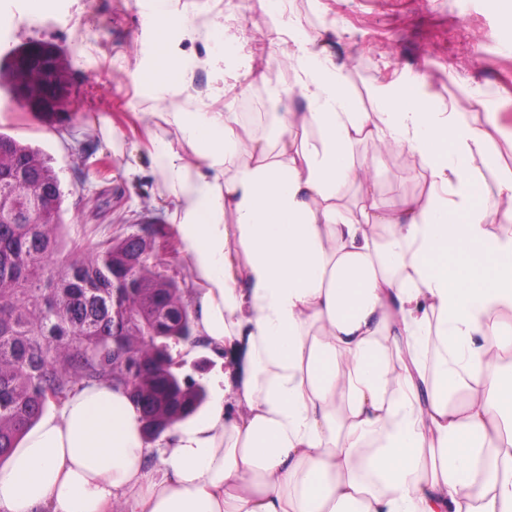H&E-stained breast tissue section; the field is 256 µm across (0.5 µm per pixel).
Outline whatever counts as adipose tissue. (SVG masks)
<instances>
[{
	"instance_id": "obj_1",
	"label": "adipose tissue",
	"mask_w": 512,
	"mask_h": 512,
	"mask_svg": "<svg viewBox=\"0 0 512 512\" xmlns=\"http://www.w3.org/2000/svg\"><path fill=\"white\" fill-rule=\"evenodd\" d=\"M277 45L303 105L275 142L236 112L150 117L191 149L155 163L223 397L152 469L125 392L79 388L0 465V512H512V455H488L512 446V226L490 229L512 175L490 206L489 135L458 105L404 83L362 112L322 40L292 20ZM371 140L427 192L381 208L353 157Z\"/></svg>"
}]
</instances>
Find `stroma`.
Here are the masks:
<instances>
[{"label": "stroma", "mask_w": 512, "mask_h": 512, "mask_svg": "<svg viewBox=\"0 0 512 512\" xmlns=\"http://www.w3.org/2000/svg\"><path fill=\"white\" fill-rule=\"evenodd\" d=\"M183 27L166 39L169 54L196 60L190 88L156 86L142 79L157 61L158 34L152 14L137 0H50L35 10L32 0H0V36L11 46L54 44L67 77V105L59 118L32 126L30 114L10 104L0 90V131L41 146L54 160L69 195L65 238L91 248L128 225L173 232L172 202L154 174L155 160L142 115L167 111L168 100L188 99V111L207 101L210 111L230 110L221 90L237 77L251 93L261 88L249 74L256 65L272 71L281 55L279 21L264 0H178ZM288 9L309 35L325 41L343 62L357 105L372 110L376 89L392 81L421 85L437 101L459 102L472 125L487 129L489 164L476 174L489 202L502 177L512 172V40L506 32L512 0H288ZM243 44L241 52H216L206 32ZM110 119L121 134L107 146L96 125ZM355 162L375 160L376 197L397 207L420 193L428 175L412 167L395 173V156L378 154L369 141L353 148ZM180 374L215 392L227 365L207 343L180 346Z\"/></svg>", "instance_id": "35a3bbf8"}]
</instances>
